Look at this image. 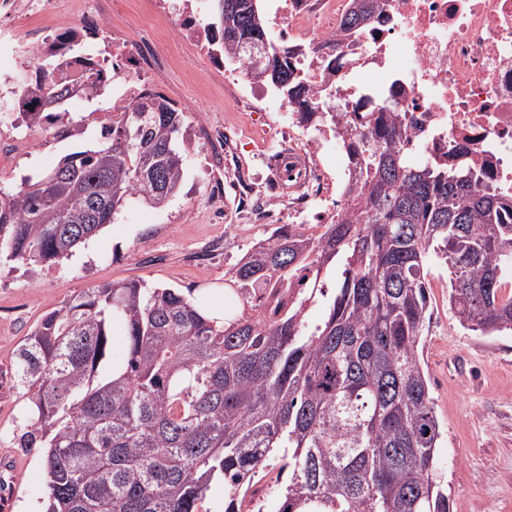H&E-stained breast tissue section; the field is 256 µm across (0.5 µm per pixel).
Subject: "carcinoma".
Returning <instances> with one entry per match:
<instances>
[{
  "instance_id": "carcinoma-1",
  "label": "carcinoma",
  "mask_w": 512,
  "mask_h": 512,
  "mask_svg": "<svg viewBox=\"0 0 512 512\" xmlns=\"http://www.w3.org/2000/svg\"><path fill=\"white\" fill-rule=\"evenodd\" d=\"M377 0H355L344 29ZM219 47L271 70L267 81L311 117L313 94L268 41L257 0H211ZM77 35L36 60L39 126L65 111L60 58L87 73ZM182 110L161 95L112 113L90 148L45 175L0 188V262L52 265L132 201L156 209L184 180ZM339 137L352 198L316 228L284 224L224 274L220 323L175 288L125 279L46 313L16 350V386L35 419L18 445L38 450L45 512H260L254 477L288 475L278 512H450L437 481L441 438L419 345L430 319L426 269L448 268L459 324L512 332V199L470 167L412 165L402 130ZM308 284L290 298L299 280ZM324 302L310 329L306 314ZM124 370L113 373V327Z\"/></svg>"
}]
</instances>
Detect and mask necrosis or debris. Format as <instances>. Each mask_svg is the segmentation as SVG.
<instances>
[{
  "instance_id": "necrosis-or-debris-1",
  "label": "necrosis or debris",
  "mask_w": 512,
  "mask_h": 512,
  "mask_svg": "<svg viewBox=\"0 0 512 512\" xmlns=\"http://www.w3.org/2000/svg\"><path fill=\"white\" fill-rule=\"evenodd\" d=\"M362 32H344L350 0H269L268 27L282 36L290 62L322 107L340 106L344 120L360 124L368 113L388 109L408 134V158L416 164L471 166L512 198V0H379ZM195 0H80L70 18L58 0H0V128L15 129L22 64L59 44L71 30L88 42L89 60L112 86L118 112L151 92L156 71L177 61L157 52L164 35L204 56L224 72L215 34L199 18ZM40 31L31 41L19 22ZM290 150L302 166L294 181L291 210L301 223H327L323 209L328 175L320 154L336 147V130L308 126L294 133ZM282 154L260 148L243 166L229 140L225 176L238 186L225 201L224 218L247 214L258 224L276 223L279 198L254 206L257 191L274 183Z\"/></svg>"
}]
</instances>
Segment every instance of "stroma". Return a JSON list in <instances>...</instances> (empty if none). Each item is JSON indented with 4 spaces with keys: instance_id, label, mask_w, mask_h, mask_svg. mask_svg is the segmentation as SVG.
I'll use <instances>...</instances> for the list:
<instances>
[{
    "instance_id": "obj_1",
    "label": "stroma",
    "mask_w": 512,
    "mask_h": 512,
    "mask_svg": "<svg viewBox=\"0 0 512 512\" xmlns=\"http://www.w3.org/2000/svg\"><path fill=\"white\" fill-rule=\"evenodd\" d=\"M161 47L182 59L163 74L158 92L182 109L181 133L195 141L179 194L163 209L125 208L71 259L34 273L23 263L0 265V512L42 509L40 457L16 444L28 422L12 374L15 351L42 316L71 295L126 278L180 289L207 309L224 287L225 272L260 236L258 225L225 223L208 173L223 162L218 131L230 132L248 151L260 138L281 141L274 112L248 111L230 92L229 79L209 71L174 36L164 37ZM80 118L75 112L70 123L37 128L35 150L14 157L0 172V187L47 171L82 146ZM429 271L431 318L420 359L444 431L438 474L451 512H512V334L484 336L461 327L448 303L447 271L436 265Z\"/></svg>"
}]
</instances>
